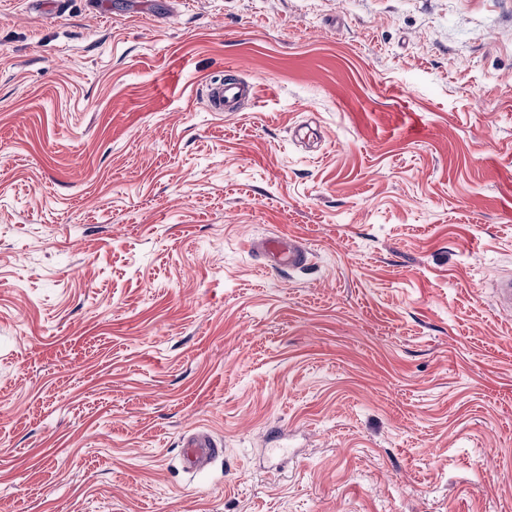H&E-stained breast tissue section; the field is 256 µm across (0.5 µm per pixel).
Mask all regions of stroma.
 Returning <instances> with one entry per match:
<instances>
[{"instance_id": "stroma-1", "label": "stroma", "mask_w": 512, "mask_h": 512, "mask_svg": "<svg viewBox=\"0 0 512 512\" xmlns=\"http://www.w3.org/2000/svg\"><path fill=\"white\" fill-rule=\"evenodd\" d=\"M511 272L512 0H0V512H512ZM245 94L254 95V86L240 84L235 79L211 82L205 92L207 107L211 112H237ZM250 251L269 263L272 269L287 267L302 269L310 263V251L294 235H276L251 240ZM183 469L189 474H200L224 455L223 441L206 430L189 431L182 437Z\"/></svg>"}]
</instances>
